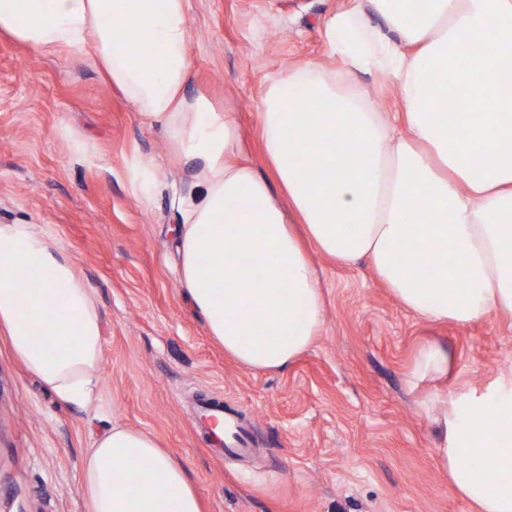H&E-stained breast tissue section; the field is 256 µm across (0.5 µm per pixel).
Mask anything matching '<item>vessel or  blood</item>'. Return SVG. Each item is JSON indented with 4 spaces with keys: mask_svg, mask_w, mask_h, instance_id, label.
<instances>
[{
    "mask_svg": "<svg viewBox=\"0 0 512 512\" xmlns=\"http://www.w3.org/2000/svg\"><path fill=\"white\" fill-rule=\"evenodd\" d=\"M196 423L210 427L219 422L227 423L228 431L224 437H212V444L217 445L224 457L243 458L251 454L254 446L253 426L244 414L224 406L213 399L198 400L195 407Z\"/></svg>",
    "mask_w": 512,
    "mask_h": 512,
    "instance_id": "1",
    "label": "vessel or blood"
}]
</instances>
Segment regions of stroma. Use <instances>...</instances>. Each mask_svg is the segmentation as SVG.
<instances>
[{
  "instance_id": "stroma-1",
  "label": "stroma",
  "mask_w": 512,
  "mask_h": 512,
  "mask_svg": "<svg viewBox=\"0 0 512 512\" xmlns=\"http://www.w3.org/2000/svg\"><path fill=\"white\" fill-rule=\"evenodd\" d=\"M361 0H190L188 91L231 113L260 174L266 80L296 64L340 68L329 20ZM150 167L134 196L127 166ZM193 166L76 50L0 34V224H37L97 307L105 349L91 402L60 400L0 338V512H88L80 465L112 423L149 432L186 467L204 512H473L434 456L420 400L472 399L512 371V319L432 322L367 260L310 258L325 301L311 348L280 373L242 369L207 333L177 273L178 196ZM448 352L441 380L410 378L419 350ZM212 397L255 426L257 451L226 462L195 425Z\"/></svg>"
}]
</instances>
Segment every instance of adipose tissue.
Listing matches in <instances>:
<instances>
[{
  "label": "adipose tissue",
  "instance_id": "1",
  "mask_svg": "<svg viewBox=\"0 0 512 512\" xmlns=\"http://www.w3.org/2000/svg\"><path fill=\"white\" fill-rule=\"evenodd\" d=\"M190 0H0V32L46 52L89 49L99 68L182 160L194 194L180 198V282L207 332L251 371L286 369L323 324V294L287 210L342 264L368 260L412 312L468 323L512 315V0H367L326 34L343 68L314 63L269 78L260 114L266 180L243 161L238 127L186 88L193 68ZM384 27L368 23L366 11ZM135 31L144 51L123 39ZM485 54L467 63L473 38ZM386 76L398 107L377 111L351 71ZM464 100L449 121L441 93ZM419 246V281L396 259ZM259 268L253 279L249 268ZM46 277L38 290L29 281ZM0 334L65 402L84 405L103 364L99 315L68 254L34 224H0ZM454 489L477 512H512V388L421 402ZM90 512H202L181 462L150 434L116 424L86 448Z\"/></svg>",
  "mask_w": 512,
  "mask_h": 512
}]
</instances>
